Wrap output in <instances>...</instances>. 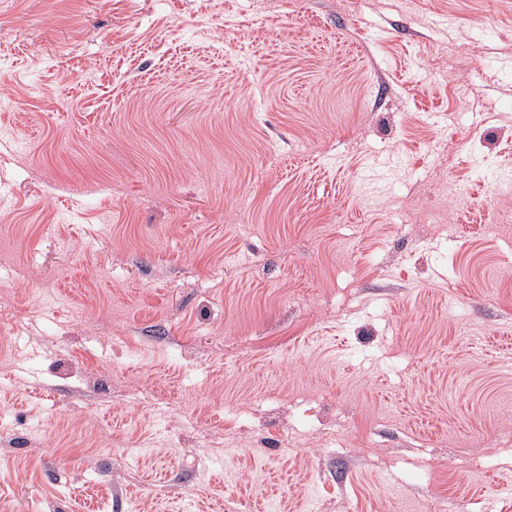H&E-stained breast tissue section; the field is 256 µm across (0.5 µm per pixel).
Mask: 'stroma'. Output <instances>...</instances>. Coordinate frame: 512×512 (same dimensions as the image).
<instances>
[{
    "instance_id": "1",
    "label": "stroma",
    "mask_w": 512,
    "mask_h": 512,
    "mask_svg": "<svg viewBox=\"0 0 512 512\" xmlns=\"http://www.w3.org/2000/svg\"><path fill=\"white\" fill-rule=\"evenodd\" d=\"M0 512H512V0H0Z\"/></svg>"
}]
</instances>
